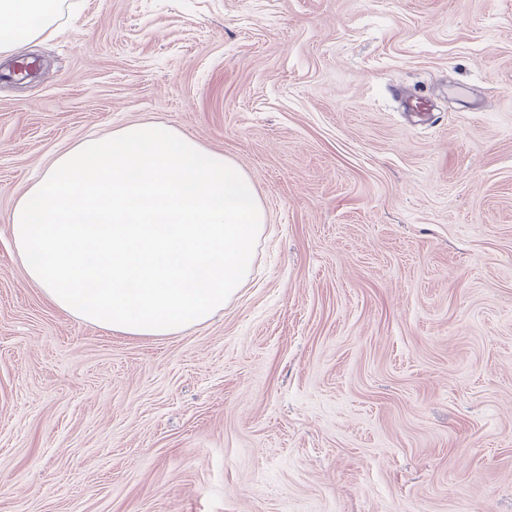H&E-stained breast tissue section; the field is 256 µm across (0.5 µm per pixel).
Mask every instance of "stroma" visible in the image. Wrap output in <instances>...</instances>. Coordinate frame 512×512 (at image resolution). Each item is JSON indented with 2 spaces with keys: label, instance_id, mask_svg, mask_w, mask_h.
Returning a JSON list of instances; mask_svg holds the SVG:
<instances>
[{
  "label": "stroma",
  "instance_id": "35a3bbf8",
  "mask_svg": "<svg viewBox=\"0 0 512 512\" xmlns=\"http://www.w3.org/2000/svg\"><path fill=\"white\" fill-rule=\"evenodd\" d=\"M56 24L0 76V512H512V0H61ZM143 121L266 213L241 288L174 336L62 311L10 232L60 154Z\"/></svg>",
  "mask_w": 512,
  "mask_h": 512
}]
</instances>
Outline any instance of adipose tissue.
Segmentation results:
<instances>
[{"mask_svg":"<svg viewBox=\"0 0 512 512\" xmlns=\"http://www.w3.org/2000/svg\"><path fill=\"white\" fill-rule=\"evenodd\" d=\"M58 0H0V56L51 37Z\"/></svg>","mask_w":512,"mask_h":512,"instance_id":"adipose-tissue-1","label":"adipose tissue"}]
</instances>
